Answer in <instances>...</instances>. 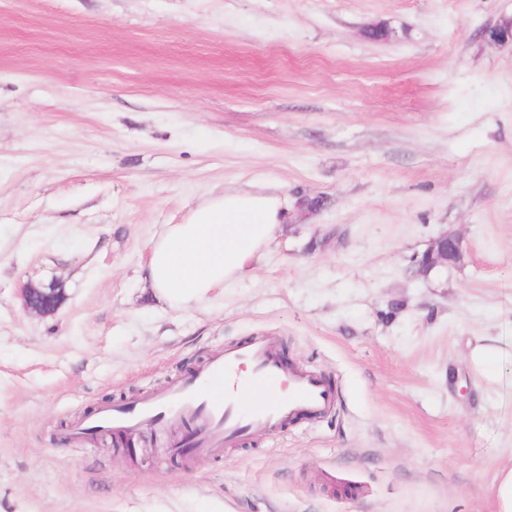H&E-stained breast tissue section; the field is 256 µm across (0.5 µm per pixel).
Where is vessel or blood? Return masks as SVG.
I'll return each mask as SVG.
<instances>
[{"label": "vessel or blood", "instance_id": "1", "mask_svg": "<svg viewBox=\"0 0 512 512\" xmlns=\"http://www.w3.org/2000/svg\"><path fill=\"white\" fill-rule=\"evenodd\" d=\"M244 363L252 367L254 386H287V398L244 405L235 394V374ZM335 399L334 386L321 376L284 369L274 341L264 337L214 354L189 380L137 401L132 407H104L87 428L135 430L145 424L162 425L166 418L176 416L197 429L199 450L220 453L225 444L238 442L249 433L282 426L299 416L323 415Z\"/></svg>", "mask_w": 512, "mask_h": 512}]
</instances>
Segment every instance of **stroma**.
Listing matches in <instances>:
<instances>
[{"label": "stroma", "mask_w": 512, "mask_h": 512, "mask_svg": "<svg viewBox=\"0 0 512 512\" xmlns=\"http://www.w3.org/2000/svg\"><path fill=\"white\" fill-rule=\"evenodd\" d=\"M512 0H0V512H493L512 460ZM374 27L389 37H368ZM289 221L187 309L151 241L227 188ZM461 263L416 274L442 233ZM65 300L26 313V281ZM273 337L338 389L222 454L104 405ZM481 35L489 43L512 47V17H504L498 23L484 27Z\"/></svg>", "instance_id": "obj_1"}]
</instances>
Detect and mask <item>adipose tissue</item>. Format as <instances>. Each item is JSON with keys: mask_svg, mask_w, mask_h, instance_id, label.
Segmentation results:
<instances>
[{"mask_svg": "<svg viewBox=\"0 0 512 512\" xmlns=\"http://www.w3.org/2000/svg\"><path fill=\"white\" fill-rule=\"evenodd\" d=\"M285 221L278 194L236 189L211 196L152 241L148 279L171 307L204 303L246 277Z\"/></svg>", "mask_w": 512, "mask_h": 512, "instance_id": "1", "label": "adipose tissue"}]
</instances>
